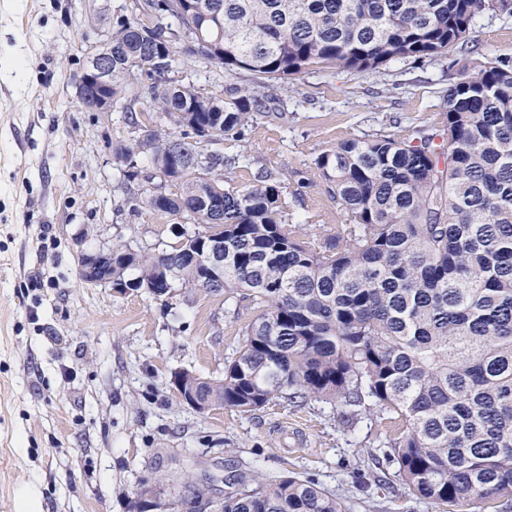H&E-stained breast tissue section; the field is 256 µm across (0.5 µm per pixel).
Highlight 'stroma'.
<instances>
[{"instance_id": "1", "label": "stroma", "mask_w": 512, "mask_h": 512, "mask_svg": "<svg viewBox=\"0 0 512 512\" xmlns=\"http://www.w3.org/2000/svg\"><path fill=\"white\" fill-rule=\"evenodd\" d=\"M132 0H0V512H18L22 489L34 512H129L148 481L208 473L294 474L335 492L354 512H436L396 473L375 481L372 451L392 432L381 411L352 430L335 406L273 401L238 412L201 413L173 391L174 371L223 376L240 331L255 315L182 289L163 302L145 289L90 285L81 253L113 244L157 252L176 227L133 211L113 161L138 135L141 112H92L76 77L92 46ZM482 54H512V20L481 17ZM452 58L407 60L357 73L311 70L288 80L257 113L234 184L260 169L302 177L293 215L339 223L313 162L354 135L395 133V118L437 123L438 91Z\"/></svg>"}]
</instances>
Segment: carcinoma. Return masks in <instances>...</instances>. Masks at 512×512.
Returning a JSON list of instances; mask_svg holds the SVG:
<instances>
[{"instance_id": "1", "label": "carcinoma", "mask_w": 512, "mask_h": 512, "mask_svg": "<svg viewBox=\"0 0 512 512\" xmlns=\"http://www.w3.org/2000/svg\"><path fill=\"white\" fill-rule=\"evenodd\" d=\"M112 28V98L138 100L130 76L151 84L144 104L159 126L116 147L139 184V206L182 227L180 238L224 228V301L258 316L242 331L224 377H191L198 398L241 412L311 399L355 423L377 408L395 437L383 452L413 494L441 512L474 501L512 512V57L484 56L451 78L441 128L431 134L348 138L321 153L314 176L342 223L285 219L282 181L244 187L201 175L224 166L204 143L242 142L265 91L310 69L373 71L397 60L467 56L477 19L512 17V0H147ZM253 84L202 95L158 77L188 58ZM176 193L150 188L138 157ZM186 245L174 287H193ZM164 258L112 251L115 283L148 288ZM223 512H351L313 480L258 473L225 477ZM213 481L190 474L175 502L195 512Z\"/></svg>"}]
</instances>
